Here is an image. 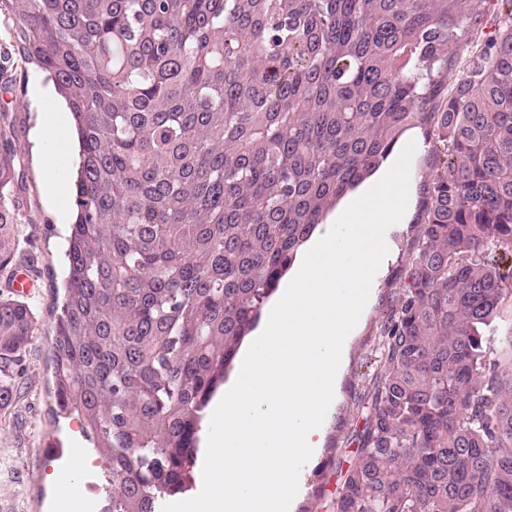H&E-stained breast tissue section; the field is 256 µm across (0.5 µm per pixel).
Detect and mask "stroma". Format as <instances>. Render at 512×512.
<instances>
[{"label": "stroma", "mask_w": 512, "mask_h": 512, "mask_svg": "<svg viewBox=\"0 0 512 512\" xmlns=\"http://www.w3.org/2000/svg\"><path fill=\"white\" fill-rule=\"evenodd\" d=\"M11 26L10 20L0 17V115L15 125L21 147L23 179L14 193L19 202L20 231L30 245L17 254L16 260L29 267L35 281L28 301L36 312V330L22 356L17 397L12 406L0 410V512H57V491L49 475L55 470L67 471L76 448L84 456V468L77 477L76 506L80 512H101L106 461L93 452L78 416L60 413L53 394L52 338L59 313L55 290L62 286L66 274L67 232L58 224L55 209L44 192V141L36 133L41 104L32 96L34 86L48 83L49 78L16 55ZM405 138L416 143L406 217L389 230L390 252L372 286L366 311L348 341L322 446L303 471L304 492L291 512H334L338 477L335 467L328 463L330 449L341 445L344 436L339 423L353 420V394L362 389L367 375L376 368L372 338L399 286L397 273L416 237V223L433 170L432 146L426 143L424 131H408Z\"/></svg>", "instance_id": "35a3bbf8"}]
</instances>
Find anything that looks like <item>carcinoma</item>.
I'll list each match as a JSON object with an SVG mask.
<instances>
[{"instance_id": "1", "label": "carcinoma", "mask_w": 512, "mask_h": 512, "mask_svg": "<svg viewBox=\"0 0 512 512\" xmlns=\"http://www.w3.org/2000/svg\"><path fill=\"white\" fill-rule=\"evenodd\" d=\"M501 27L441 94L440 74ZM81 139L54 397L112 483L162 512L201 416L324 214L429 125L442 159L356 396L336 512H512V0H0ZM0 125V286L20 245ZM35 331L0 299V410Z\"/></svg>"}]
</instances>
